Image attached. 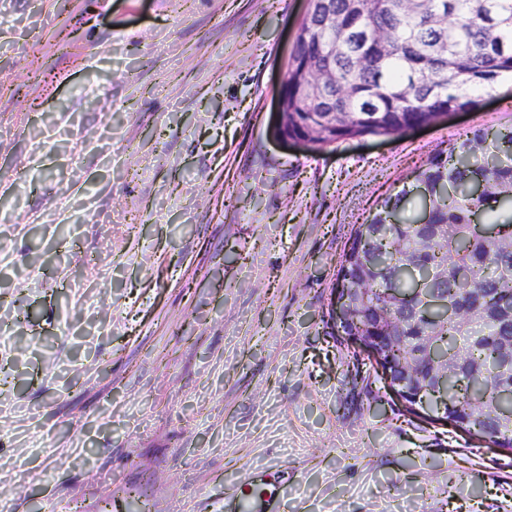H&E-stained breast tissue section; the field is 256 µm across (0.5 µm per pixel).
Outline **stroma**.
Instances as JSON below:
<instances>
[{
    "instance_id": "obj_1",
    "label": "stroma",
    "mask_w": 512,
    "mask_h": 512,
    "mask_svg": "<svg viewBox=\"0 0 512 512\" xmlns=\"http://www.w3.org/2000/svg\"><path fill=\"white\" fill-rule=\"evenodd\" d=\"M6 2L0 502L225 512L260 469L281 512H512V451L326 334L357 226L512 111L306 148L274 127L307 0Z\"/></svg>"
}]
</instances>
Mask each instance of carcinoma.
Here are the masks:
<instances>
[{
  "instance_id": "1",
  "label": "carcinoma",
  "mask_w": 512,
  "mask_h": 512,
  "mask_svg": "<svg viewBox=\"0 0 512 512\" xmlns=\"http://www.w3.org/2000/svg\"><path fill=\"white\" fill-rule=\"evenodd\" d=\"M330 59L336 94L307 102L303 81ZM512 73V0H314L288 56L281 96L288 135L328 148L358 135L401 134L443 110H465ZM338 111L313 137L315 112ZM428 214L401 219L407 191L385 198L339 258L352 289L338 336H362L395 366L426 369L427 347L448 362L441 388L422 381L410 403L485 443L512 450V126L435 152L417 172ZM474 183L484 185L479 197ZM433 293L463 320L416 315Z\"/></svg>"
}]
</instances>
